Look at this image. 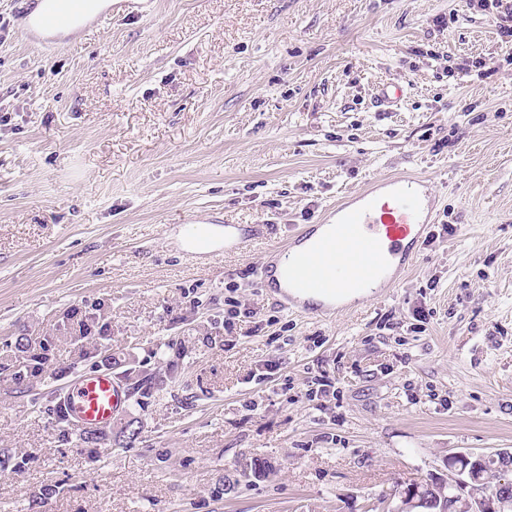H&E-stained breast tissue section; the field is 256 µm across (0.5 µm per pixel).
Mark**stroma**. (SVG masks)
<instances>
[{"label":"stroma","instance_id":"obj_1","mask_svg":"<svg viewBox=\"0 0 512 512\" xmlns=\"http://www.w3.org/2000/svg\"><path fill=\"white\" fill-rule=\"evenodd\" d=\"M19 14L0 0V512H372L449 452L512 448V51L488 12L153 0L51 53ZM410 172L436 222L396 288L327 318L264 288L273 245ZM201 220L267 230L200 257ZM105 358L155 390L99 447L56 408Z\"/></svg>","mask_w":512,"mask_h":512}]
</instances>
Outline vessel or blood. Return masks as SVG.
<instances>
[{
    "mask_svg": "<svg viewBox=\"0 0 512 512\" xmlns=\"http://www.w3.org/2000/svg\"><path fill=\"white\" fill-rule=\"evenodd\" d=\"M89 0H26L19 38L36 48H59L61 29L86 31ZM150 0H112L94 22L146 8ZM437 205L426 177L388 176L374 188L351 192L336 205L332 219L313 224L274 251L264 268L270 292L284 308L313 317L332 315L345 291L376 294L397 284L427 236ZM128 394L108 369L72 379L62 404L68 423L87 432L107 431L128 407Z\"/></svg>",
    "mask_w": 512,
    "mask_h": 512,
    "instance_id": "b4317fda",
    "label": "vessel or blood"
}]
</instances>
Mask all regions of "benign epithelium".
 <instances>
[{"label":"benign epithelium","mask_w":512,"mask_h":512,"mask_svg":"<svg viewBox=\"0 0 512 512\" xmlns=\"http://www.w3.org/2000/svg\"><path fill=\"white\" fill-rule=\"evenodd\" d=\"M493 462L503 475L495 488L483 479L487 462ZM448 478L440 484L408 488L400 503L388 500L389 512H512V450L494 454L450 452L447 458Z\"/></svg>","instance_id":"obj_1"}]
</instances>
